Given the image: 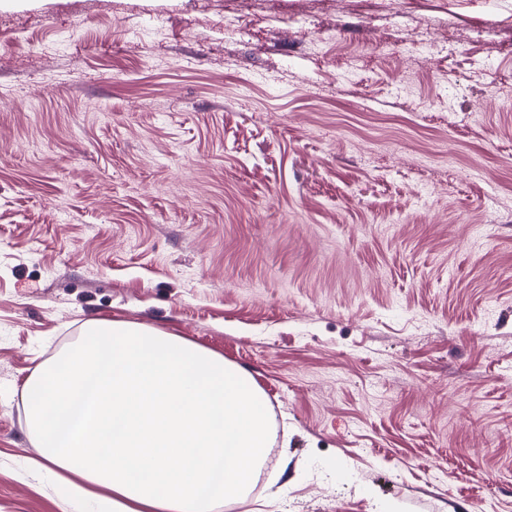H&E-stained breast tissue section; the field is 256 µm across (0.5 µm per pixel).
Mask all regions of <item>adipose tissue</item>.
<instances>
[{
  "mask_svg": "<svg viewBox=\"0 0 512 512\" xmlns=\"http://www.w3.org/2000/svg\"><path fill=\"white\" fill-rule=\"evenodd\" d=\"M44 464L102 486L107 512H213L244 494L268 444L266 401L243 369L181 337L93 320L24 389Z\"/></svg>",
  "mask_w": 512,
  "mask_h": 512,
  "instance_id": "adipose-tissue-1",
  "label": "adipose tissue"
}]
</instances>
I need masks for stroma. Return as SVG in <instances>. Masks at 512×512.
<instances>
[{
	"mask_svg": "<svg viewBox=\"0 0 512 512\" xmlns=\"http://www.w3.org/2000/svg\"><path fill=\"white\" fill-rule=\"evenodd\" d=\"M91 319L263 392L215 512H512V0L0 7V512H94L22 398Z\"/></svg>",
	"mask_w": 512,
	"mask_h": 512,
	"instance_id": "1",
	"label": "stroma"
}]
</instances>
